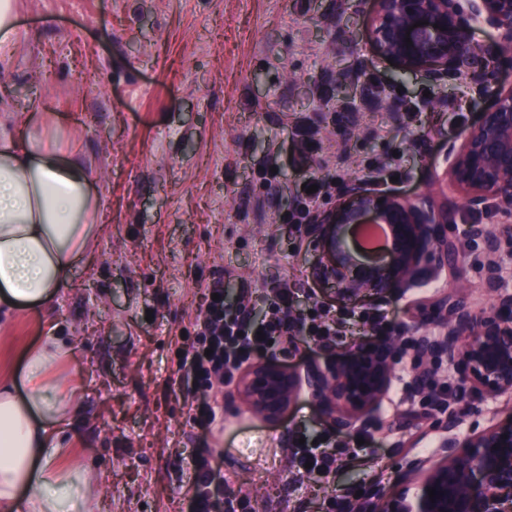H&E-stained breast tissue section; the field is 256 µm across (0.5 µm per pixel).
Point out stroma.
Instances as JSON below:
<instances>
[{
  "mask_svg": "<svg viewBox=\"0 0 512 512\" xmlns=\"http://www.w3.org/2000/svg\"><path fill=\"white\" fill-rule=\"evenodd\" d=\"M23 34L9 70H0V126L26 133L44 113L64 116L59 149L81 156L101 200L94 254L69 272L50 309L0 317V375L21 370L24 347L63 336L74 355L62 378L78 409L65 425L72 448L96 470L102 512H181L188 485L183 458L220 457L224 493L253 512L347 508L356 491L400 488L406 459L431 456L439 435L421 398L405 388L404 360L382 421L400 413L402 433L340 434L308 396L270 422L252 413L240 380L214 386L220 411L199 426L185 399L176 352L195 336L203 291L223 279L250 307L267 308L278 289L310 320L315 306L350 313L334 349L297 336L264 356L289 368L345 353L373 335L361 315L376 309L392 324L421 321L448 295L486 301L479 270H440L426 286L385 301L345 303L316 281L320 251L283 218L323 186L312 209L332 206L350 177L413 198L444 168V153L479 107L465 82L437 86L394 77L388 66L360 82L402 105L359 113L349 139L337 128L359 91H339L350 59L337 32L368 52L370 16L355 0H18ZM275 166V175L266 167ZM448 234L503 223L494 207L469 210L448 194ZM340 448L332 473L298 470V434Z\"/></svg>",
  "mask_w": 512,
  "mask_h": 512,
  "instance_id": "obj_1",
  "label": "stroma"
}]
</instances>
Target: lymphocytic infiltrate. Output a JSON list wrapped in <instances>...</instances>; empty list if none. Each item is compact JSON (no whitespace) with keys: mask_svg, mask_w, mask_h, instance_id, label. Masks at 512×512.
Wrapping results in <instances>:
<instances>
[{"mask_svg":"<svg viewBox=\"0 0 512 512\" xmlns=\"http://www.w3.org/2000/svg\"><path fill=\"white\" fill-rule=\"evenodd\" d=\"M206 291L204 310L196 321L197 334L179 349L177 357L180 369L193 383L194 417L210 424L216 419L209 396L214 384L231 380L236 371L265 351L269 343L291 340L297 328L287 316L291 305L287 289L278 291L262 318L256 321L222 300V281L212 282ZM185 465L190 487L184 512H224V478L213 455L193 453Z\"/></svg>","mask_w":512,"mask_h":512,"instance_id":"1","label":"lymphocytic infiltrate"}]
</instances>
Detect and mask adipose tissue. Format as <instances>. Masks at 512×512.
<instances>
[{"instance_id": "adipose-tissue-1", "label": "adipose tissue", "mask_w": 512, "mask_h": 512, "mask_svg": "<svg viewBox=\"0 0 512 512\" xmlns=\"http://www.w3.org/2000/svg\"><path fill=\"white\" fill-rule=\"evenodd\" d=\"M100 198L78 157L0 133V313L49 307L98 233ZM73 356L62 336L25 349L0 376V512H98L91 467L61 434L76 405L57 377Z\"/></svg>"}]
</instances>
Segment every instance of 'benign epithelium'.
Instances as JSON below:
<instances>
[{"label": "benign epithelium", "instance_id": "benign-epithelium-1", "mask_svg": "<svg viewBox=\"0 0 512 512\" xmlns=\"http://www.w3.org/2000/svg\"><path fill=\"white\" fill-rule=\"evenodd\" d=\"M357 5L371 7L372 55L364 59L352 44L341 42L339 50L353 61L336 73V83L351 84L367 66L389 59L397 72H419L434 84L466 81L479 99L478 112L431 185L449 183L473 211L492 203L511 216L512 84L500 82L495 63L512 53V0H357ZM477 30L487 31L488 39L475 40ZM360 98L365 106L401 117L397 100L365 84ZM449 223L448 198L436 201L431 189L406 199L350 178L342 183L336 204L316 212L305 226V236L322 250L313 276L336 286L343 300L384 301L448 266L479 268L491 297L477 307L450 295L435 305L429 323L412 325L415 369L406 390L430 406L440 434L438 458L429 464L410 461L400 472L403 490L391 495L376 488L354 503L352 512H379L384 501L385 512L512 508V410H494L491 423L462 442L460 412L446 398L449 379L460 399L477 395L496 404L512 393V262L503 261V254H512V225H475L468 240L459 242L448 238ZM376 224L388 226L391 247L386 258L375 262L351 250L346 236ZM403 355L396 334L298 371L265 360L247 370L243 392L250 409L267 419L281 418L306 393L336 432L374 431L381 427L377 411L388 398ZM430 488L436 489L433 501Z\"/></svg>", "mask_w": 512, "mask_h": 512}]
</instances>
